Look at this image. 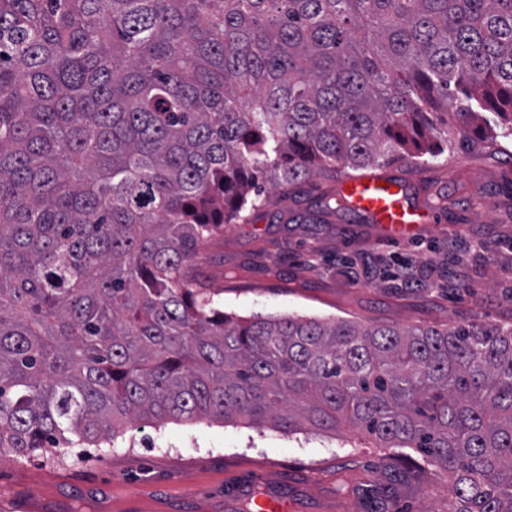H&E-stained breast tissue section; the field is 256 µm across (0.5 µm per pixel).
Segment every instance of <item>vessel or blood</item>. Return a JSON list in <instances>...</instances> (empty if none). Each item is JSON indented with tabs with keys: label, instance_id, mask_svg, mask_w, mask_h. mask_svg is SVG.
<instances>
[{
	"label": "vessel or blood",
	"instance_id": "obj_1",
	"mask_svg": "<svg viewBox=\"0 0 512 512\" xmlns=\"http://www.w3.org/2000/svg\"><path fill=\"white\" fill-rule=\"evenodd\" d=\"M338 188L351 209L382 225L395 238L411 235L419 225L440 221L435 207L418 199L410 182L392 175L345 176Z\"/></svg>",
	"mask_w": 512,
	"mask_h": 512
}]
</instances>
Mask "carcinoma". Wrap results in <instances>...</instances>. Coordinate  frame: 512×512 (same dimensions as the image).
<instances>
[{
  "label": "carcinoma",
  "instance_id": "carcinoma-1",
  "mask_svg": "<svg viewBox=\"0 0 512 512\" xmlns=\"http://www.w3.org/2000/svg\"><path fill=\"white\" fill-rule=\"evenodd\" d=\"M512 136V0H0V452L134 419L339 425L512 512V328L238 319L197 259L265 184Z\"/></svg>",
  "mask_w": 512,
  "mask_h": 512
}]
</instances>
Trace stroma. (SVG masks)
<instances>
[{"label":"stroma","instance_id":"stroma-1","mask_svg":"<svg viewBox=\"0 0 512 512\" xmlns=\"http://www.w3.org/2000/svg\"><path fill=\"white\" fill-rule=\"evenodd\" d=\"M384 173L414 183L441 223L392 239L370 221L326 213L335 178L269 192L228 224L203 270L214 305L249 319L299 315L367 325L512 326V141L455 143L428 163L398 160ZM479 241L485 253L470 251ZM409 261L413 281L396 274ZM286 435L242 420L133 421L112 448L82 444L24 465L0 461V512H254L252 494L292 497L295 512H363L344 483L380 478L385 448ZM452 485L435 468L400 487L392 512H446Z\"/></svg>","mask_w":512,"mask_h":512}]
</instances>
